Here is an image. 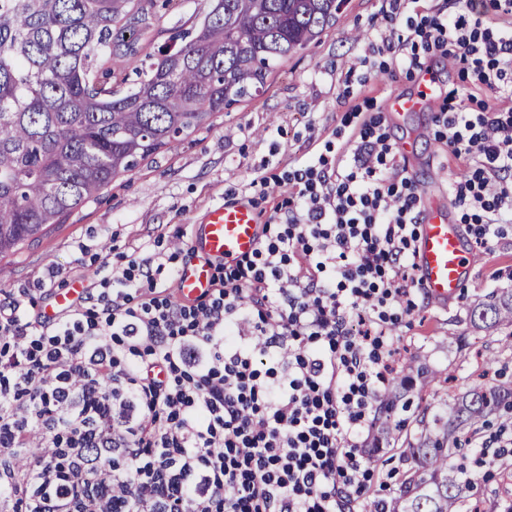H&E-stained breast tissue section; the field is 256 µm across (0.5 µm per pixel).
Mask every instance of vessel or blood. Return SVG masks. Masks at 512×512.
<instances>
[{"mask_svg":"<svg viewBox=\"0 0 512 512\" xmlns=\"http://www.w3.org/2000/svg\"><path fill=\"white\" fill-rule=\"evenodd\" d=\"M437 84L434 71L422 70L416 77L417 90L410 95L389 98L387 115L398 119L404 113L424 108ZM422 223L417 240V272L424 292L434 300L448 302L461 293L474 266V254L468 249L459 224L447 210L432 199H424ZM260 218L249 202L218 203L201 223L190 228L194 258L183 265L178 275L179 295L193 299L211 286L212 263L234 261L257 246Z\"/></svg>","mask_w":512,"mask_h":512,"instance_id":"vessel-or-blood-1","label":"vessel or blood"}]
</instances>
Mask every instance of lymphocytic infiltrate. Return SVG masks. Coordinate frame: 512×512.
<instances>
[{
	"mask_svg": "<svg viewBox=\"0 0 512 512\" xmlns=\"http://www.w3.org/2000/svg\"><path fill=\"white\" fill-rule=\"evenodd\" d=\"M412 2L393 0L375 49L463 74L437 121L469 163L448 195L486 245L512 224V0L402 17ZM474 87L493 104L470 108ZM260 185L283 201L257 248L193 301L181 228L76 274L55 316L36 306L58 268L0 291V512H355L393 329L421 291L422 194L378 112Z\"/></svg>",
	"mask_w": 512,
	"mask_h": 512,
	"instance_id": "f902f5d3",
	"label": "lymphocytic infiltrate"
}]
</instances>
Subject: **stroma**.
Wrapping results in <instances>:
<instances>
[{
    "mask_svg": "<svg viewBox=\"0 0 512 512\" xmlns=\"http://www.w3.org/2000/svg\"><path fill=\"white\" fill-rule=\"evenodd\" d=\"M207 7L206 0H172L170 6L156 8L145 50H157ZM384 8L383 0H347L341 20L288 58L261 95L213 117L193 140L144 163L102 190L66 224L47 228L39 241L0 258V290L32 287L48 267L69 272L98 252L111 257L132 252L162 227L199 223L220 202L252 199L257 210L272 212L277 198L261 197L254 178L283 175L298 159L324 153L327 143L349 138L355 113L413 90L414 80L391 73L389 55L376 56L377 68L370 72L358 62L370 54L371 26ZM436 113L433 107L411 113L405 122L391 124L390 131L400 141L417 138L411 172L424 193L444 201L449 177L461 175L464 167L451 157L446 140L434 137ZM494 291H512V224L503 225L499 238L480 252L474 274L457 298L445 304L419 299L397 325L401 355L415 357L433 375L415 378L404 392L410 408L394 412L402 429L397 440L372 458L366 499L390 501L410 473L413 463L405 450L418 433L417 421L427 404L444 398L434 376L454 374L458 391H466L478 382L473 371L477 358L484 356L495 360L481 381L485 387L512 382V338L500 329L472 328L469 322L471 309ZM500 431L497 418H490L479 434L487 446L485 455L464 445L451 450L448 459L469 479L467 505H479L482 512H512V447L500 449Z\"/></svg>",
    "mask_w": 512,
    "mask_h": 512,
    "instance_id": "obj_1",
    "label": "stroma"
}]
</instances>
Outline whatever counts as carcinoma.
I'll return each mask as SVG.
<instances>
[{
	"mask_svg": "<svg viewBox=\"0 0 512 512\" xmlns=\"http://www.w3.org/2000/svg\"><path fill=\"white\" fill-rule=\"evenodd\" d=\"M154 0H0V258L65 223L106 186L258 96L288 58L342 16L345 0H211L170 47L140 53ZM470 320L512 329V293ZM512 412V386H475L422 414L414 471L389 512H459L448 465L462 424Z\"/></svg>",
	"mask_w": 512,
	"mask_h": 512,
	"instance_id": "1",
	"label": "carcinoma"
}]
</instances>
